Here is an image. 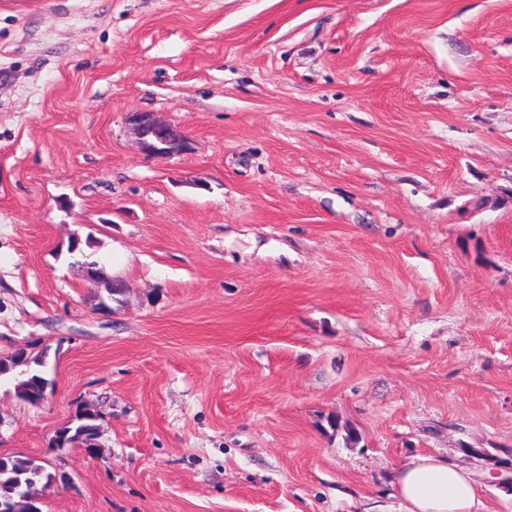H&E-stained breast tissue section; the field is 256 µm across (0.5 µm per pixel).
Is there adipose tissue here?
<instances>
[{
  "label": "adipose tissue",
  "instance_id": "adipose-tissue-1",
  "mask_svg": "<svg viewBox=\"0 0 512 512\" xmlns=\"http://www.w3.org/2000/svg\"><path fill=\"white\" fill-rule=\"evenodd\" d=\"M474 474L447 457L419 454L394 470L399 512H479Z\"/></svg>",
  "mask_w": 512,
  "mask_h": 512
}]
</instances>
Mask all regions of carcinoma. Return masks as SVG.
I'll return each instance as SVG.
<instances>
[{
  "instance_id": "cac0c4a2",
  "label": "carcinoma",
  "mask_w": 512,
  "mask_h": 512,
  "mask_svg": "<svg viewBox=\"0 0 512 512\" xmlns=\"http://www.w3.org/2000/svg\"><path fill=\"white\" fill-rule=\"evenodd\" d=\"M95 280L102 282L105 295L99 297L98 305L117 300L124 293L121 282L107 278L100 270H95ZM48 348L33 352L27 347L18 348L6 356H0V380L13 385L18 398L38 405L43 399L45 387L53 386L46 378L44 367ZM101 414L99 411L84 406L75 418L60 428L54 439L50 440L54 448H90L93 455L101 456L103 447L101 438ZM63 483L57 471L48 470L47 466L22 453L0 456V495L12 498L13 512H32L38 507L34 499H43L46 488Z\"/></svg>"
}]
</instances>
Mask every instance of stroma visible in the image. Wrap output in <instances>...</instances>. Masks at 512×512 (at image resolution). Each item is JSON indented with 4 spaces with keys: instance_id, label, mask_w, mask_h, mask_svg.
I'll use <instances>...</instances> for the list:
<instances>
[{
    "instance_id": "35a3bbf8",
    "label": "stroma",
    "mask_w": 512,
    "mask_h": 512,
    "mask_svg": "<svg viewBox=\"0 0 512 512\" xmlns=\"http://www.w3.org/2000/svg\"><path fill=\"white\" fill-rule=\"evenodd\" d=\"M44 346L45 512H397L420 453L512 512V0H0V356ZM145 150L151 155L170 159L192 150V140L182 133L158 120L146 112H132L126 117ZM81 245H82V241L79 237H75V236L72 237L68 242L67 253L69 255L80 254V255H82V257H85L84 261H82V262L77 261L76 263H74L79 266V271H81L83 273V275H85V272L88 270V267H91V266L96 267V270H95L96 276L93 278H90V279H95L96 281H102L101 282L102 288H103V291L106 293L105 296L99 297V301L96 304V306L97 307L101 306V305H103V302H105L107 305V308L110 309L111 306L109 305V302L112 303V301H119V298H117L116 296H120L124 293L123 285L121 282H119L117 280H113L112 278L105 277L103 271L100 272V270L98 268L99 261L88 260L87 256L84 255V250L81 247ZM101 414L98 410L90 406H83L75 415V418L69 420L65 426L60 428L56 436L50 440L53 448H91L93 456L100 457L103 447L100 443L101 424L99 423ZM88 458L94 457L85 452Z\"/></svg>"
}]
</instances>
